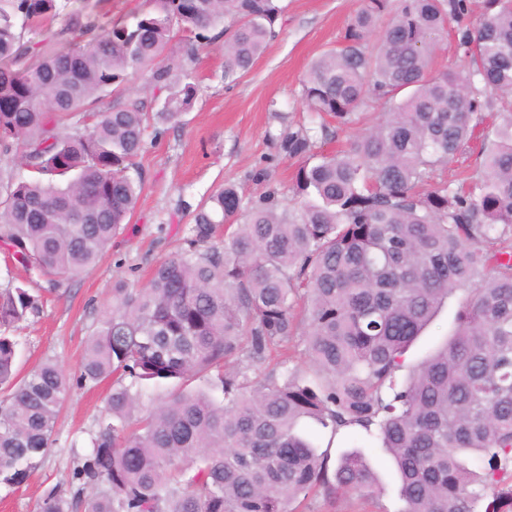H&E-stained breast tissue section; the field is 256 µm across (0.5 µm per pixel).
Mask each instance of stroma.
<instances>
[{
    "label": "stroma",
    "instance_id": "stroma-1",
    "mask_svg": "<svg viewBox=\"0 0 512 512\" xmlns=\"http://www.w3.org/2000/svg\"><path fill=\"white\" fill-rule=\"evenodd\" d=\"M284 13L264 54L235 85H224V43L200 46L189 67L198 86L191 108L164 124L138 164L145 185L123 232L95 267L61 276L48 295L44 312L23 323L18 333L20 366L29 370L48 358L76 373L92 331L93 308L112 299L122 279L146 280L157 261L175 252L187 234L190 214L225 183H234L244 199L274 194L293 203L294 176L303 160L281 148L285 133L309 123L302 79L311 61L339 44L362 0H280ZM266 170L257 179L258 170ZM461 296L453 294L410 351L421 360L451 334ZM112 386L69 394L56 425V443L24 485L0 486V512H39L44 491L70 476L79 456L91 449L102 400ZM368 454L379 484L368 496V512H401L398 478L391 459L379 448Z\"/></svg>",
    "mask_w": 512,
    "mask_h": 512
}]
</instances>
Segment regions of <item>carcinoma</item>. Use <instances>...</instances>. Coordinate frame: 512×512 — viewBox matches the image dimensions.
Returning a JSON list of instances; mask_svg holds the SVG:
<instances>
[{"instance_id": "cac0c4a2", "label": "carcinoma", "mask_w": 512, "mask_h": 512, "mask_svg": "<svg viewBox=\"0 0 512 512\" xmlns=\"http://www.w3.org/2000/svg\"><path fill=\"white\" fill-rule=\"evenodd\" d=\"M281 12L278 0H148L107 26L98 0H0V157L19 159L0 165V250L54 288L95 265L141 193L130 170L150 125L193 103L198 45L224 39L230 87ZM470 13L471 0H363L303 97L339 127L369 98L389 105L383 118L298 169L296 207L246 202L231 183L211 194L187 247L112 288L77 373L46 359L18 376L13 331L42 298L0 285V486L27 481L73 387L110 378L91 451L40 512H288L317 493L336 512L338 496L376 483L363 448L376 441L403 512H512V0H487L471 26ZM451 21L464 67L433 74ZM141 68L167 92L155 112L157 98L127 88ZM477 137L467 187L419 190ZM312 144L282 138L290 156ZM458 291L454 334L410 364ZM303 419L354 446L331 459Z\"/></svg>"}]
</instances>
